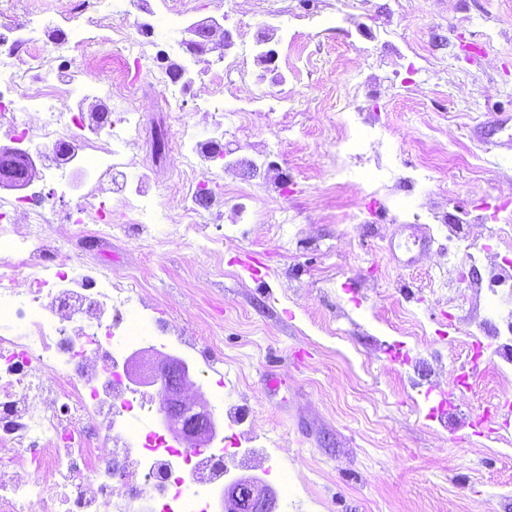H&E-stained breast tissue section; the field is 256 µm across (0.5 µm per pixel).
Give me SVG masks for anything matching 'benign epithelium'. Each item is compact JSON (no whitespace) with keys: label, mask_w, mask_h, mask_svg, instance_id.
<instances>
[{"label":"benign epithelium","mask_w":512,"mask_h":512,"mask_svg":"<svg viewBox=\"0 0 512 512\" xmlns=\"http://www.w3.org/2000/svg\"><path fill=\"white\" fill-rule=\"evenodd\" d=\"M198 53L214 48L227 51L235 44L233 33L211 18L199 21L187 38ZM34 162L14 147H0V188L20 190L32 175ZM126 378L132 386L153 387L158 396L161 424L173 432L185 447L197 448L217 436L215 409L203 399H189L194 386L192 367L181 357L141 348L130 355ZM276 498L269 485L253 476H240L224 485V512H276Z\"/></svg>","instance_id":"obj_1"}]
</instances>
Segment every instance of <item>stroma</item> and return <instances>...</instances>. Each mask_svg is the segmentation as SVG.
Here are the masks:
<instances>
[{"label":"stroma","mask_w":512,"mask_h":512,"mask_svg":"<svg viewBox=\"0 0 512 512\" xmlns=\"http://www.w3.org/2000/svg\"><path fill=\"white\" fill-rule=\"evenodd\" d=\"M332 2L335 29L311 31L295 62L311 110L283 141L257 114L236 146L250 158L278 144L287 180L248 183L250 223L208 226L221 267L170 224L146 249L71 226L62 262L146 269L150 307L223 349L224 408L255 451L229 474L274 483L277 456L293 486L278 512H512V418L493 434L477 421L502 401L498 378L485 366L458 382L474 284L512 258V0ZM359 109L376 133L350 152L332 118ZM435 211L461 217L459 235ZM416 220L434 243L411 264L389 239ZM471 244L485 249L475 265ZM443 393L445 422L429 415Z\"/></svg>","instance_id":"35a3bbf8"}]
</instances>
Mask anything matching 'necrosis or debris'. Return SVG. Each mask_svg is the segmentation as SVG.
<instances>
[{
  "instance_id": "4bbe7bcc",
  "label": "necrosis or debris",
  "mask_w": 512,
  "mask_h": 512,
  "mask_svg": "<svg viewBox=\"0 0 512 512\" xmlns=\"http://www.w3.org/2000/svg\"><path fill=\"white\" fill-rule=\"evenodd\" d=\"M188 13L185 0H71L55 17L0 0V132L40 170L23 193L0 196V512H214L223 449L170 445L151 402L121 375L127 350L169 331L144 313L142 272L129 268L116 284L108 268L92 276L43 262L71 242L48 232L44 181L67 189L72 167L89 165L93 182L66 219L101 240L138 244L150 224H176L193 238L224 207L206 177L224 162L225 135L247 138L259 112L304 111L283 89L236 104L225 123L224 95L247 62L237 46L204 68L184 40L163 38L156 63L119 103L83 80L88 70L119 71L141 58L145 35ZM120 14L137 15L135 31L112 27ZM94 44L102 53L87 54ZM204 79L214 90L196 98L194 111L212 121L205 138L184 112L190 87ZM151 93L157 116L179 126L168 149L182 159L183 191L164 210L120 178L125 152L149 140L137 102ZM61 95L72 111H57Z\"/></svg>"
}]
</instances>
